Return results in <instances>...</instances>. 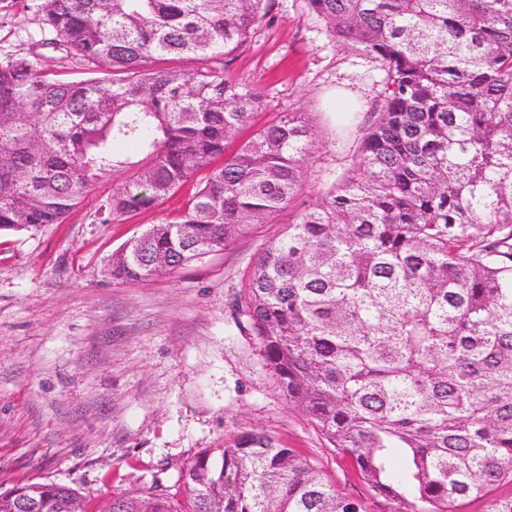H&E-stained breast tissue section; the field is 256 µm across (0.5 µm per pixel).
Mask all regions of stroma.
<instances>
[{
	"label": "stroma",
	"instance_id": "obj_1",
	"mask_svg": "<svg viewBox=\"0 0 512 512\" xmlns=\"http://www.w3.org/2000/svg\"><path fill=\"white\" fill-rule=\"evenodd\" d=\"M39 7L0 0V62L26 57L64 80L91 77L92 64L49 48ZM232 73L262 95L251 129L307 113L316 139L294 207L311 205L352 164L377 101L378 62L336 43L305 0H277ZM337 88L359 93L362 111L335 117ZM124 178L100 183L65 223L0 232V484H66L97 512L114 493L177 485L202 449L262 432L298 449L365 512H391L288 401L257 337L232 323L235 295L288 213L181 269L116 281L113 253L177 217L196 187L102 222L100 204Z\"/></svg>",
	"mask_w": 512,
	"mask_h": 512
}]
</instances>
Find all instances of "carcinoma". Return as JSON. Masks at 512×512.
I'll use <instances>...</instances> for the list:
<instances>
[{
  "mask_svg": "<svg viewBox=\"0 0 512 512\" xmlns=\"http://www.w3.org/2000/svg\"><path fill=\"white\" fill-rule=\"evenodd\" d=\"M306 2L336 42L380 62V102L351 168L257 257L233 322L375 496L394 512H455L512 487V0ZM275 5L42 0L53 48L97 76L0 64V231L64 223L120 169L131 175L101 204L105 222L207 170L177 220L112 255L113 279L147 281L291 206L314 147L304 113L224 157L261 105L231 65ZM163 56L200 65L150 67ZM119 141L141 158L114 155ZM181 480L183 506L156 489L98 512H365L262 433L202 450ZM18 498L86 512L68 485L16 483L0 512ZM509 486L499 487L481 498H467L458 502L456 512H487L488 502L498 496L509 494Z\"/></svg>",
  "mask_w": 512,
  "mask_h": 512,
  "instance_id": "cac0c4a2",
  "label": "carcinoma"
}]
</instances>
